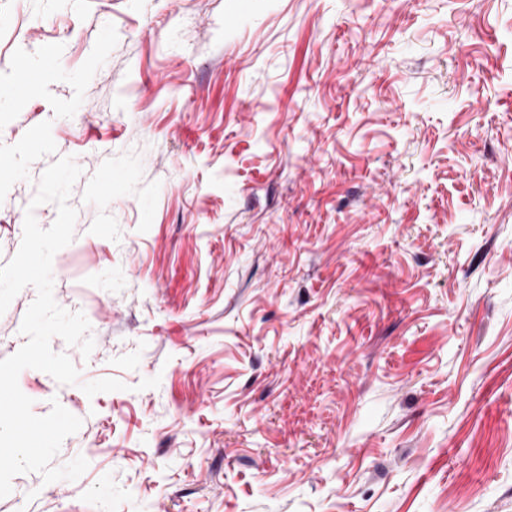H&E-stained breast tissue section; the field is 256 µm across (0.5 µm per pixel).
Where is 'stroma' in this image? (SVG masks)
<instances>
[{"label": "stroma", "mask_w": 512, "mask_h": 512, "mask_svg": "<svg viewBox=\"0 0 512 512\" xmlns=\"http://www.w3.org/2000/svg\"><path fill=\"white\" fill-rule=\"evenodd\" d=\"M66 156L88 468L0 512H512V0H0V267Z\"/></svg>", "instance_id": "35a3bbf8"}]
</instances>
